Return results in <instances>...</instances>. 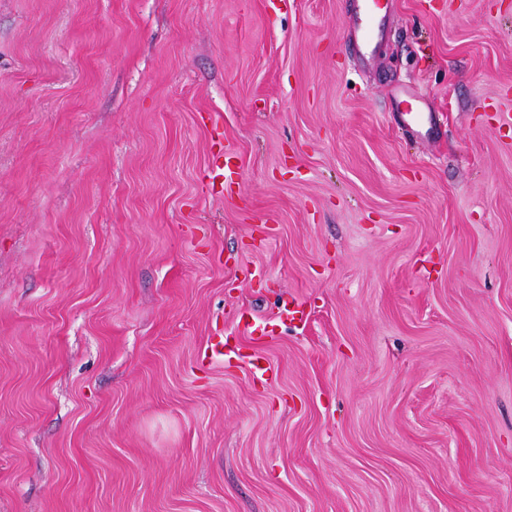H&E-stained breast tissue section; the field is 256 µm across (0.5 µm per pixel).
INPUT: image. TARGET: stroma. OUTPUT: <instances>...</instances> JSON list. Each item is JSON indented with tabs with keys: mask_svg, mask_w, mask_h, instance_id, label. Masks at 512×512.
Masks as SVG:
<instances>
[{
	"mask_svg": "<svg viewBox=\"0 0 512 512\" xmlns=\"http://www.w3.org/2000/svg\"><path fill=\"white\" fill-rule=\"evenodd\" d=\"M381 2L0 0V512H512V0ZM360 1L362 2L358 4V20L360 23L354 29V40L359 49H366L371 45L375 36L380 31V23L377 20L379 6L375 1ZM362 16H364V20Z\"/></svg>",
	"mask_w": 512,
	"mask_h": 512,
	"instance_id": "obj_1",
	"label": "stroma"
}]
</instances>
